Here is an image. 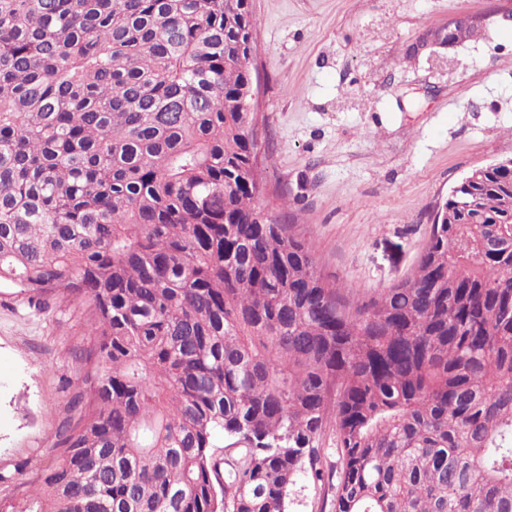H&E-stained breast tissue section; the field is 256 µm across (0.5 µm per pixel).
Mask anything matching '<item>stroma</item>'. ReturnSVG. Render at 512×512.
<instances>
[{
    "mask_svg": "<svg viewBox=\"0 0 512 512\" xmlns=\"http://www.w3.org/2000/svg\"><path fill=\"white\" fill-rule=\"evenodd\" d=\"M512 0H250L257 204L310 238L321 274L368 295L406 279L435 205L512 156ZM455 12L477 37L441 43ZM85 306L0 289V512H21L52 462L89 346ZM289 512H331L299 473Z\"/></svg>",
    "mask_w": 512,
    "mask_h": 512,
    "instance_id": "obj_1",
    "label": "stroma"
}]
</instances>
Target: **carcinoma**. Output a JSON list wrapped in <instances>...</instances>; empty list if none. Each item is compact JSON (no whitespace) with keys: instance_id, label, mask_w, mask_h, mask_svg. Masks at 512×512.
Wrapping results in <instances>:
<instances>
[{"instance_id":"carcinoma-1","label":"carcinoma","mask_w":512,"mask_h":512,"mask_svg":"<svg viewBox=\"0 0 512 512\" xmlns=\"http://www.w3.org/2000/svg\"><path fill=\"white\" fill-rule=\"evenodd\" d=\"M240 6L0 0V288L95 337L22 512H286L301 471L333 512H512V169L407 280L327 282L256 208Z\"/></svg>"}]
</instances>
